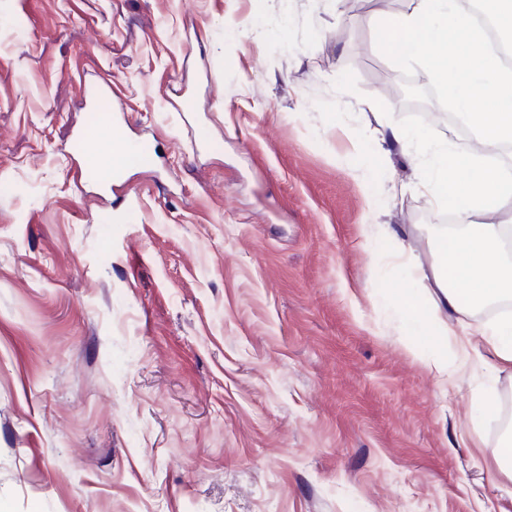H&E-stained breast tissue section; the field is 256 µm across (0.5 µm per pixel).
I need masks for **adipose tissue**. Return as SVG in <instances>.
<instances>
[{"label":"adipose tissue","instance_id":"1","mask_svg":"<svg viewBox=\"0 0 512 512\" xmlns=\"http://www.w3.org/2000/svg\"><path fill=\"white\" fill-rule=\"evenodd\" d=\"M407 12L383 18L387 48L403 59H437L446 78L457 80L453 105L479 133L480 150L496 154L512 144V68L485 46V32L468 23L460 0H410ZM448 43L438 56V43ZM448 197L465 195L457 213L463 229L451 240L435 241L432 260L422 265L414 252H403L410 271L427 280L433 290L431 309L467 314L492 303L512 299V256L504 251V225L494 217L512 200V169L471 164L462 179L448 174L446 150H438L433 169ZM444 328V349L451 363L435 362L439 379L467 373L493 354L500 368L512 369V317L498 318L467 332L463 344L450 342Z\"/></svg>","mask_w":512,"mask_h":512}]
</instances>
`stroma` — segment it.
<instances>
[{
	"label": "stroma",
	"instance_id": "stroma-1",
	"mask_svg": "<svg viewBox=\"0 0 512 512\" xmlns=\"http://www.w3.org/2000/svg\"><path fill=\"white\" fill-rule=\"evenodd\" d=\"M407 7L0 0V512H512V372L440 383L389 259L430 262L455 208L386 121L452 168L473 133L436 65L385 52ZM115 106L151 159L106 193L70 144Z\"/></svg>",
	"mask_w": 512,
	"mask_h": 512
}]
</instances>
